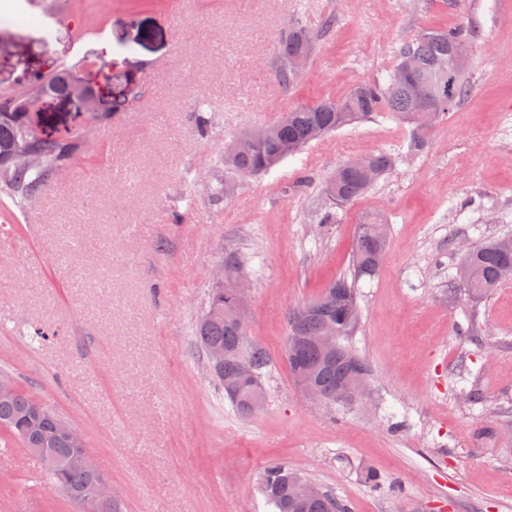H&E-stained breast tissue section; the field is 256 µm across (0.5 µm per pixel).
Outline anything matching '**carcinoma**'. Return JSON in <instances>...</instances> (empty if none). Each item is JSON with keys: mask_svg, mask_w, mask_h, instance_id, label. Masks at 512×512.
Returning <instances> with one entry per match:
<instances>
[{"mask_svg": "<svg viewBox=\"0 0 512 512\" xmlns=\"http://www.w3.org/2000/svg\"><path fill=\"white\" fill-rule=\"evenodd\" d=\"M477 35L462 23L450 29L427 30L401 45L396 64L383 82H365L344 98L316 100L288 109L269 124L264 136L251 150L236 153L228 146L224 165L238 176L268 172L288 157L301 152L345 126L366 121L381 112L413 127L409 148L424 147L428 130L414 126L413 114L421 106L437 113V122L448 119L470 92L467 80L468 59ZM316 37L301 27L288 29L278 43L275 78L284 88H293L299 79L289 70L290 60L301 56L309 61ZM37 89L0 96V157L16 152L34 153L39 161L24 169L0 165V197L22 211L44 193L53 172L72 162L80 151L77 136L38 139L18 117L20 105L32 98ZM395 159L385 152L369 155V169L336 168L323 185L329 208L322 223L337 219V210L347 207L366 192L394 166ZM386 224L372 218L358 225L353 253V275L333 281L317 298L289 310L285 361L294 379L304 378L329 395L352 388L359 379L369 378L368 364L347 343L360 323L356 281L372 277L379 268L386 249ZM463 287L473 296L483 298L512 280V251H504L497 239H487L474 246L463 258L458 271ZM231 284L212 289L205 310L196 326V338L204 351L222 347L227 356L224 365L209 364L212 380L224 392L234 410L243 418L261 411L266 402L262 375L270 359L264 348L249 345L230 310ZM318 337L333 331L338 336L336 352L327 355L314 342L297 347L292 342L295 331ZM253 373L255 383L236 381L239 366ZM62 419L52 408L20 386L0 396V427L6 429L24 448L45 449L42 460L48 484L67 499L86 508V512H123L118 502L102 505L91 498L95 476L69 467L66 461L77 449L55 431ZM308 481L285 465H271L260 476V487L274 512H347L345 506L328 492L319 498L305 496Z\"/></svg>", "mask_w": 512, "mask_h": 512, "instance_id": "1", "label": "carcinoma"}]
</instances>
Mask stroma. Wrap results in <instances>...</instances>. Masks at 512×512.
<instances>
[{"label": "stroma", "instance_id": "stroma-1", "mask_svg": "<svg viewBox=\"0 0 512 512\" xmlns=\"http://www.w3.org/2000/svg\"><path fill=\"white\" fill-rule=\"evenodd\" d=\"M296 22L317 49L285 90L274 59ZM463 22L478 35L472 90L423 152L382 113L216 194L231 140L385 79L402 42ZM61 67L109 115L0 233V371L81 432L126 512H272L259 478L274 463L349 512H512V281L473 299L456 277L463 246L512 237V0H0V94ZM377 151L395 167L321 223L323 182ZM372 214L391 234L348 339L371 380L361 402L325 405L289 372L286 316L352 274ZM228 251L247 341L270 357L248 419L193 336ZM0 512H79L1 430Z\"/></svg>", "mask_w": 512, "mask_h": 512}]
</instances>
